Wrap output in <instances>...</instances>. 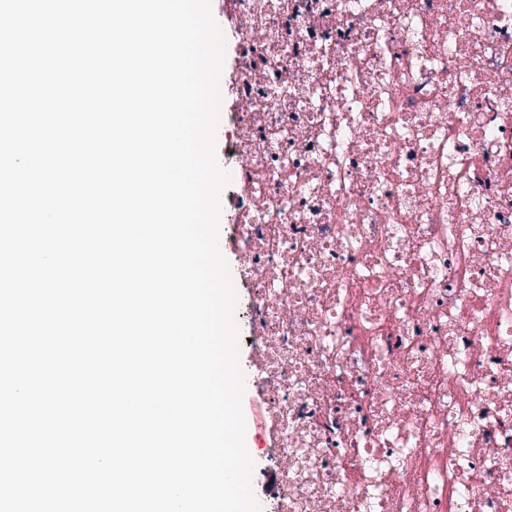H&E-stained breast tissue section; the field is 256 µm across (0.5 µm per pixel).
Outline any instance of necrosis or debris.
Instances as JSON below:
<instances>
[{
    "label": "necrosis or debris",
    "instance_id": "obj_1",
    "mask_svg": "<svg viewBox=\"0 0 512 512\" xmlns=\"http://www.w3.org/2000/svg\"><path fill=\"white\" fill-rule=\"evenodd\" d=\"M262 512H512V0H237Z\"/></svg>",
    "mask_w": 512,
    "mask_h": 512
}]
</instances>
